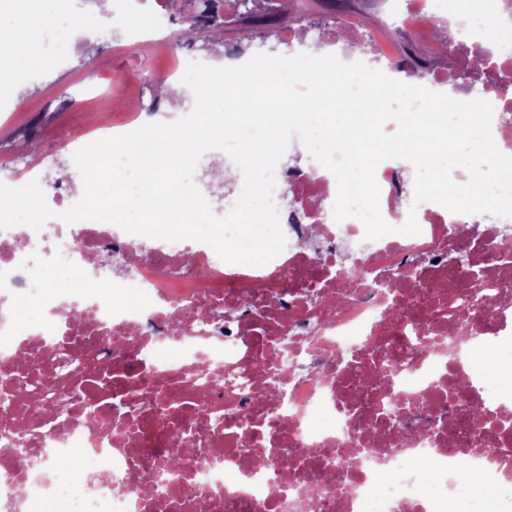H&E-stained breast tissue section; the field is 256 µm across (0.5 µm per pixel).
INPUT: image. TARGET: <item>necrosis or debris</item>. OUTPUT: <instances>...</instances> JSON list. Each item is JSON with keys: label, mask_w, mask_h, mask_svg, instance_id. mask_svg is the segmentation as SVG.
<instances>
[{"label": "necrosis or debris", "mask_w": 512, "mask_h": 512, "mask_svg": "<svg viewBox=\"0 0 512 512\" xmlns=\"http://www.w3.org/2000/svg\"><path fill=\"white\" fill-rule=\"evenodd\" d=\"M492 18L512 21L504 0L400 11L482 60L455 97L492 105L512 156V39L488 50ZM406 166L376 169L392 226L408 216ZM275 173L288 242L259 267L191 239L145 257L114 224L0 229V294L53 286L57 262H28L35 247L71 271L54 307L37 300L24 321L0 308V512H446L463 464L496 499L512 495V219L425 201L420 234L369 240L359 219L325 212L329 170ZM452 250L476 279L458 278ZM132 287L145 305H127Z\"/></svg>", "instance_id": "necrosis-or-debris-1"}]
</instances>
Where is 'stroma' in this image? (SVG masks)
Segmentation results:
<instances>
[{"mask_svg": "<svg viewBox=\"0 0 512 512\" xmlns=\"http://www.w3.org/2000/svg\"><path fill=\"white\" fill-rule=\"evenodd\" d=\"M398 0H324L320 10L301 14L300 27L308 31V41H321L323 48L343 56L346 39H320V32L336 28L347 15L359 18L363 34H374L388 41L397 52H404L415 37H428L426 28L417 32L395 22ZM85 9L99 17L97 31L73 35L69 58L49 68L34 61L26 81L10 84L0 97V182L15 185L19 172L31 164H42L47 171L42 188L53 197L60 165L70 164L67 143L90 130L92 116L82 108L81 87H107L118 82L121 93L139 102L143 122H164L177 113L187 100L179 83L189 62L223 66L229 49L238 47L246 9L238 0H220L217 9L224 21L223 42L209 47L190 42L187 31L196 14L192 0H84ZM153 15L167 52L145 60L139 45L129 36L140 13ZM169 79L168 92L156 97L157 77ZM35 131L36 150H28L27 133Z\"/></svg>", "mask_w": 512, "mask_h": 512, "instance_id": "stroma-1", "label": "stroma"}]
</instances>
